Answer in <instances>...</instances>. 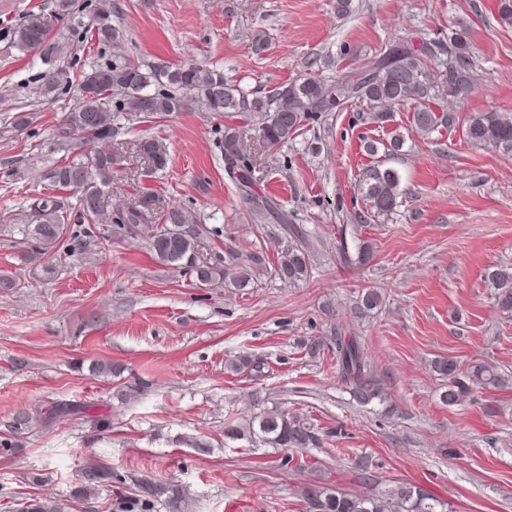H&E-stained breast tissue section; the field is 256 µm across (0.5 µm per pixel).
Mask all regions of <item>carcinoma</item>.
Masks as SVG:
<instances>
[{
  "label": "carcinoma",
  "mask_w": 512,
  "mask_h": 512,
  "mask_svg": "<svg viewBox=\"0 0 512 512\" xmlns=\"http://www.w3.org/2000/svg\"><path fill=\"white\" fill-rule=\"evenodd\" d=\"M70 0H59L58 12L29 13L15 27L0 29V39L21 53H36L49 61L57 53L52 40L54 19L65 14ZM93 20L103 25L92 27V35L100 44L122 39L112 25L110 4L99 5ZM448 59H439L436 42L399 38L388 44L369 63L334 77L307 76L280 84L266 93L247 90L239 83L224 78V72L204 69L193 64L168 66L143 65L125 57L106 66H91L73 80L65 69H53L44 75L42 95L50 96L62 84L76 83L77 102L64 113L57 128L56 149L70 153V158L51 170L58 188L81 191L75 213L70 214L52 197L35 206L37 223L27 226V234L44 249L56 246L64 237L68 224H111L123 236L147 234L150 250L157 259L176 269L188 271L201 286L216 281L246 288L251 274L248 266L232 259L213 263L197 256L199 230L188 227L193 218L181 206L160 207L155 194L141 191L138 205L125 209L112 207V191L105 175L125 160L122 152L93 151L82 154L78 149L96 140H107L115 133L118 113L130 112L142 118L156 119L187 106V99L203 102L211 112H224L244 117L258 125L259 138L268 148H279L296 139L307 123L327 112H337L348 105L366 106L369 118L379 125L393 121L394 108L412 105V122L423 135L435 132L450 121V116L436 110V102L446 98L465 99L472 90L473 60L466 34L450 37ZM466 140L475 145L490 146L512 156V114L477 112L464 121ZM404 145L400 135L389 142L365 143L368 154H397ZM134 147L137 154L161 170L167 163L163 144L153 138H142ZM224 167L235 180L243 200L261 217L278 224L288 223V214L280 204L254 191L256 160L243 146L233 125L224 127L221 142ZM401 175L393 167L377 161L359 179L358 193L371 213L385 215L399 204ZM308 257L303 246L295 244L281 254L274 275L283 282L295 283L308 275ZM497 294L495 304L505 315L512 316V268L489 273ZM336 349V366L340 381L356 400L365 403L379 396L366 349L355 336L314 338L305 344L307 353L316 356L327 344ZM433 371L448 377L444 402L455 405L469 393L468 382L493 386L503 379L492 367L473 363L466 372L467 381L459 379V366L452 358L432 362ZM224 434L231 439H247L269 448H307L315 442L313 427L296 415L278 409H267L255 416L248 426L233 421L225 423ZM137 493L145 506L163 503L168 512H182L183 491L173 484L142 481ZM303 498L312 512H445V503L437 496L413 484L402 483L382 494H352L341 489L311 485L303 490Z\"/></svg>",
  "instance_id": "carcinoma-1"
}]
</instances>
